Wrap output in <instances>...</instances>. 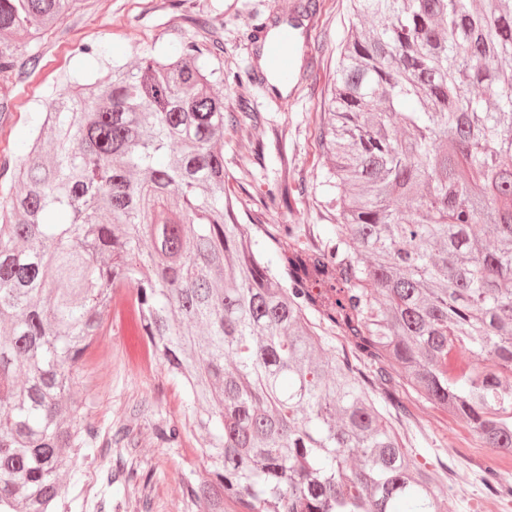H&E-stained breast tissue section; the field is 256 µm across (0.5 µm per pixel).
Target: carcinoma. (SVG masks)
<instances>
[{"label":"carcinoma","instance_id":"cac0c4a2","mask_svg":"<svg viewBox=\"0 0 512 512\" xmlns=\"http://www.w3.org/2000/svg\"><path fill=\"white\" fill-rule=\"evenodd\" d=\"M75 2L0 0V71ZM353 2L336 224L316 248L283 225L280 267L225 188L224 132L257 115L197 44L49 99L0 199V512H57L98 447L70 388L123 288L188 389L208 512H443L402 386L512 453V0Z\"/></svg>","mask_w":512,"mask_h":512}]
</instances>
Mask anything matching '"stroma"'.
<instances>
[{
	"instance_id": "stroma-1",
	"label": "stroma",
	"mask_w": 512,
	"mask_h": 512,
	"mask_svg": "<svg viewBox=\"0 0 512 512\" xmlns=\"http://www.w3.org/2000/svg\"><path fill=\"white\" fill-rule=\"evenodd\" d=\"M77 0L76 7L41 39L21 43L17 65L0 72V164L15 161L38 123L46 101L62 88L104 76L112 64L135 67L142 57L166 53L185 42L205 50L209 68L223 72L217 89L224 109L248 105L257 122L224 133L225 187L242 223L278 234L282 225L300 227V239L317 247L336 222L325 186L331 159L320 140L323 114L337 79L339 45L352 24L351 0ZM292 18L301 63L286 94L260 78L256 25ZM292 189L289 202L268 191L279 183ZM102 336L86 351L75 377V423L94 422L112 445L79 462L80 479H64L58 512H97L101 497L118 495L121 512H206L201 501L182 494V481L207 480L208 464L187 426L192 406L180 380L158 359L144 360L142 345L128 335L126 321L105 312ZM177 425L179 441L167 443L159 427ZM410 426L428 447L427 467L444 463L473 472L475 438L465 421L450 419L422 404ZM129 439H122V432ZM125 465L151 473L147 486L116 492L102 472Z\"/></svg>"
}]
</instances>
